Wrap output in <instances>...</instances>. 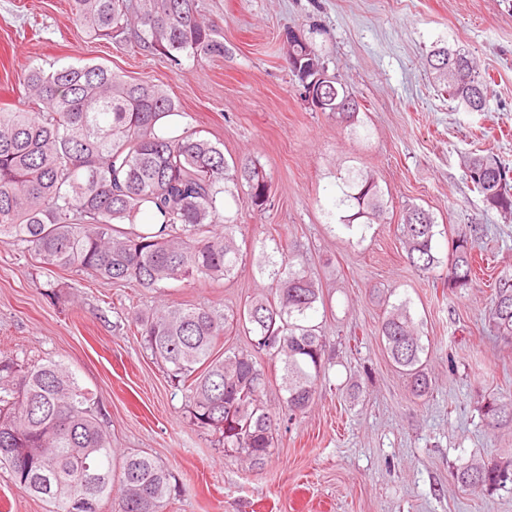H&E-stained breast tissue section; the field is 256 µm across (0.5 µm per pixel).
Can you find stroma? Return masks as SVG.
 I'll return each mask as SVG.
<instances>
[{"instance_id": "1", "label": "stroma", "mask_w": 512, "mask_h": 512, "mask_svg": "<svg viewBox=\"0 0 512 512\" xmlns=\"http://www.w3.org/2000/svg\"><path fill=\"white\" fill-rule=\"evenodd\" d=\"M224 43L220 57L168 59L90 37L67 0H0V108L23 104L26 65L102 64L165 86L183 128L225 157L257 159L271 179L270 210L236 208L243 262L234 279L160 289L43 269L0 242V354L27 368L49 360L90 390L118 453L145 452L173 474L164 512H512V484L472 491L457 468L492 455L512 461V424L489 430L484 405L512 394V345L484 326L497 277H512V219L488 208L466 178L471 155L512 167V0H199ZM310 37L330 73L361 104L365 138L315 111L283 58L282 34ZM468 51L490 84L467 112L437 90L433 46ZM371 171L388 203L365 237L333 207L338 170ZM419 205L441 230L437 255L467 225L482 229L483 275L453 293L404 260L397 222ZM294 240L323 289L313 315L331 366L310 407L281 427L263 468L225 456L189 420L185 397L131 323L169 302L243 307L271 281L256 266ZM61 286L60 301L46 295ZM406 300L421 323L432 393L415 397L378 333L384 301Z\"/></svg>"}]
</instances>
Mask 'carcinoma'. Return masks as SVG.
Returning <instances> with one entry per match:
<instances>
[{"mask_svg":"<svg viewBox=\"0 0 512 512\" xmlns=\"http://www.w3.org/2000/svg\"><path fill=\"white\" fill-rule=\"evenodd\" d=\"M72 19L88 35L117 45L128 43L176 65L224 55V42L200 13L198 0H71ZM285 62L298 83L323 74V55L304 35H282ZM464 58L462 77L455 56ZM448 97L468 112L486 107L488 86L462 49L436 47L427 59ZM28 108L0 111V240L23 245L44 267L82 272L112 283L135 281L161 288L177 281L218 282L238 270L240 248L233 233L237 218L226 214V198L240 189L254 212L271 205L269 177L253 158L229 161L219 144L194 131L158 135L157 123L178 113L168 91L135 80L102 64L66 65L50 71L29 66L24 79ZM319 112L359 135V101L336 77L313 102ZM467 179L491 208L512 218V196H501L480 175H508L490 155L469 158ZM163 217V228L127 230L144 205ZM334 207L341 226L366 230L379 223L386 203L370 171L347 168L336 174ZM433 214L421 206L404 209L398 224L407 264L420 272L443 265L436 256ZM479 225L457 235L443 285L457 292L476 279L473 250ZM288 260L262 255L271 287L244 307L219 314L191 304L162 305L137 315L144 347L166 366L184 393L191 423L215 435L229 457L263 467L282 422L311 404L328 358L320 326L313 323L323 292L309 275L294 242ZM238 327L247 347L221 350L224 332ZM493 336L512 343V279L496 284L488 312ZM379 333L387 356L417 397L433 382L426 372L409 301L386 303ZM265 355L283 371L282 416L263 403ZM91 392L65 364L49 361L27 370L0 357V462L14 484L52 506L79 512L75 501L101 512L118 501V512H163L171 496V473L147 453L116 457ZM490 429L512 423V395L484 405ZM457 481L476 491L512 483V463L494 457L461 467Z\"/></svg>","mask_w":512,"mask_h":512,"instance_id":"carcinoma-1","label":"carcinoma"}]
</instances>
